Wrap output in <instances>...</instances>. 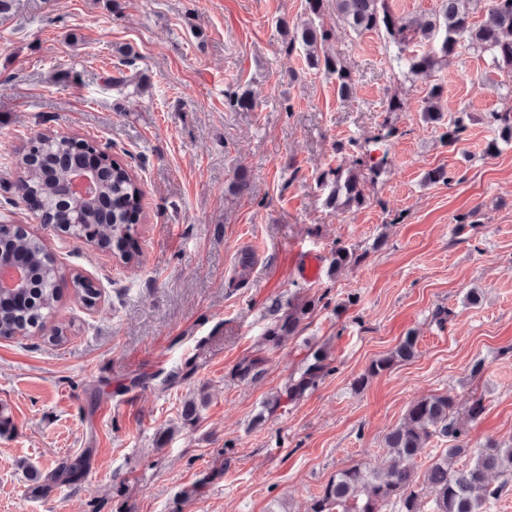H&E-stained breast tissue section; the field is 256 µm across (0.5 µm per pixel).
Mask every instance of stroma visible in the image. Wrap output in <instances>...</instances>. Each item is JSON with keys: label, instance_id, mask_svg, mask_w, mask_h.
<instances>
[{"label": "stroma", "instance_id": "1", "mask_svg": "<svg viewBox=\"0 0 512 512\" xmlns=\"http://www.w3.org/2000/svg\"><path fill=\"white\" fill-rule=\"evenodd\" d=\"M303 9L304 0H11L0 12V166L39 132L75 134L108 146L144 192L140 263L127 268L61 244L0 174V215L54 256L57 318L68 326L59 345L38 330L0 339V409L11 420L0 428V512H308L337 471L380 454L412 402L448 391L461 408L484 400L471 452L512 439V144L490 120L512 96L488 57L453 58L434 75L445 114L473 120L445 146L420 119L423 83L391 70L383 34L322 16L325 48L353 78L346 98L307 70L302 49L286 50L277 24L299 22ZM124 49L142 85L109 82ZM239 86L256 92L252 111L226 106ZM394 94L404 109L390 114ZM388 118L401 135L366 205L329 207L321 175L344 163L337 144L369 139ZM438 167L448 181L427 180ZM240 169L251 185L236 194ZM250 237L264 249L241 285L235 253ZM339 241L363 258L333 278L306 281L284 254L297 244L325 264ZM77 274L94 309L73 297ZM473 288L477 307L465 301ZM288 292L323 293L328 304L267 353L260 380L232 381L259 348L271 298ZM441 307L456 320L435 323ZM409 332L415 357L354 391ZM309 341L329 342L336 372L251 429ZM477 360L484 372L473 379ZM203 395L200 419L184 424L183 401ZM79 456L84 475L63 495L48 479L33 489L32 471L47 477Z\"/></svg>", "mask_w": 512, "mask_h": 512}]
</instances>
